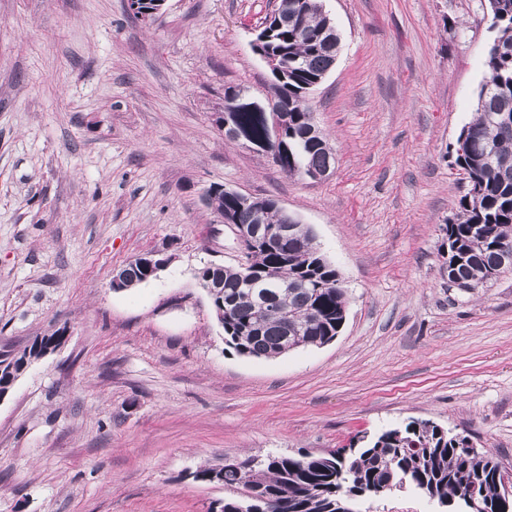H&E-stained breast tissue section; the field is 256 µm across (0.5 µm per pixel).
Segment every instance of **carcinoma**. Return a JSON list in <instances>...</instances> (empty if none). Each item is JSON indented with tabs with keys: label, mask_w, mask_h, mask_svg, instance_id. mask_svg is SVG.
Returning a JSON list of instances; mask_svg holds the SVG:
<instances>
[{
	"label": "carcinoma",
	"mask_w": 512,
	"mask_h": 512,
	"mask_svg": "<svg viewBox=\"0 0 512 512\" xmlns=\"http://www.w3.org/2000/svg\"><path fill=\"white\" fill-rule=\"evenodd\" d=\"M495 2L490 16L496 36L488 50L487 77L477 94L475 116L461 130L469 148L455 159L467 175L468 191L459 202L457 221L445 225L448 285L459 279L463 288H481L512 270V261L502 262V249L512 250V131L500 121L503 116L512 121V0ZM285 4L279 0L266 17L262 32L267 40L261 46L277 60L271 71L273 99L289 107L280 138L281 170L299 177L311 167L335 164L328 139L315 144L308 137L313 119L308 100L337 57L339 36L327 29L329 17L319 0H311L295 21L282 26ZM234 116L239 130L264 153L266 128L259 113L242 109ZM207 194L213 211L234 224L268 229L285 222L271 198L244 205L223 189ZM198 275L219 280L212 308L222 318L225 344L243 356L272 358L287 346L328 342L338 334L347 309L346 291L336 284L338 272L305 224H295L283 244L250 245L243 265L204 266ZM360 442L357 448L320 455L226 459L221 471L202 467L193 479L248 489L258 500V512H337L343 494L370 500L372 491L402 479L440 505L453 504L454 512H512V501L503 502L499 492L500 461L489 454L479 461L469 458L462 441L434 422L412 419ZM471 489L477 491L476 509L462 499Z\"/></svg>",
	"instance_id": "cac0c4a2"
}]
</instances>
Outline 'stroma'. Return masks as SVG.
<instances>
[{"label": "stroma", "mask_w": 512, "mask_h": 512, "mask_svg": "<svg viewBox=\"0 0 512 512\" xmlns=\"http://www.w3.org/2000/svg\"><path fill=\"white\" fill-rule=\"evenodd\" d=\"M277 0H0V356L64 342L0 400V512H218L201 466L323 454L412 419L470 436L512 478V273L449 286L454 163L494 34L484 0H324L341 34L311 95L336 156L290 176L214 124L265 100L253 30ZM219 184L312 227L347 292L336 339L275 359L224 342L196 271L240 247ZM157 278L115 291L147 254ZM361 512H439L404 488ZM135 261L140 266L148 268L150 273L156 277L158 272L165 267L167 259L160 257L159 254L150 253L138 257ZM135 261L124 267L126 278L133 283V287L152 279V277L148 278L147 271L138 264H135ZM125 274L117 270L113 272L111 281L113 290L129 288L126 284Z\"/></svg>", "instance_id": "stroma-1"}]
</instances>
